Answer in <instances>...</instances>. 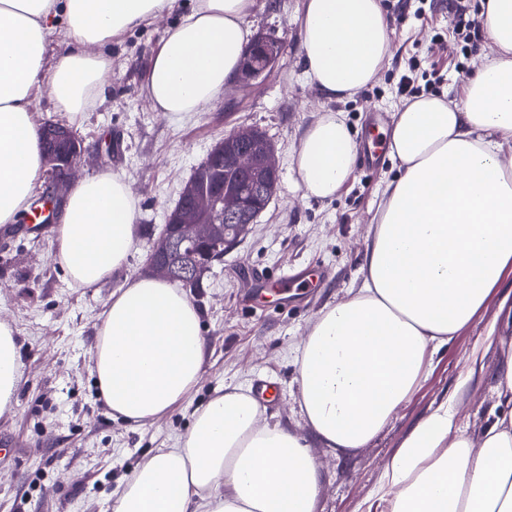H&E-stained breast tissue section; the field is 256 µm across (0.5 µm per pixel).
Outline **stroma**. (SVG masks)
<instances>
[{
	"label": "stroma",
	"instance_id": "stroma-1",
	"mask_svg": "<svg viewBox=\"0 0 512 512\" xmlns=\"http://www.w3.org/2000/svg\"><path fill=\"white\" fill-rule=\"evenodd\" d=\"M392 29V52L373 84L342 102H326L303 75L300 16L304 0H255L252 35L284 43L282 57L251 88L232 87L206 111L152 112L141 92L152 48L177 23L176 12L109 46V94L72 130L85 154L77 177L102 171L124 175L137 200V242L123 275L93 288H77L53 261V234L29 224L0 228V318L12 322L20 346L23 380L13 411L0 416V512H112L111 494L143 456L172 448L195 409L214 388L231 385L254 393L276 387L262 420L310 439L299 405L302 344L315 318L362 282L365 239L385 184L396 169L383 149L370 148V132L389 128L407 100L397 93L402 74L416 72L423 94L446 97L449 87L482 67L486 41L462 53L453 33L451 0H381ZM343 112L359 143L357 164L336 198L305 196L293 156L320 111ZM255 127L274 142L280 180L276 195L235 249L214 263L192 295L208 345L195 393L147 426L113 418L98 397L89 350L97 324L124 275L147 268L151 243L174 208L194 167L225 132ZM309 286L298 295L278 293L288 273ZM512 300V274L480 315L434 354L427 375L383 430L345 455L312 442L323 471L318 512H367L380 495L383 475L409 432L461 380L469 388L455 407V423L478 437L501 413L496 385L504 343L512 326L499 312ZM484 369L469 375L473 351Z\"/></svg>",
	"mask_w": 512,
	"mask_h": 512
}]
</instances>
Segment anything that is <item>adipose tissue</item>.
<instances>
[{"label":"adipose tissue","instance_id":"adipose-tissue-1","mask_svg":"<svg viewBox=\"0 0 512 512\" xmlns=\"http://www.w3.org/2000/svg\"><path fill=\"white\" fill-rule=\"evenodd\" d=\"M178 0H0V225L17 224L42 184L39 94L80 122L107 95L125 34L172 13ZM254 0H195L153 48L143 93L156 112H202L236 75ZM491 55L457 99L421 96L393 116L397 166L366 240L364 280L314 322L302 347L299 408L326 447L367 445L423 379L439 349L480 313L512 272V0H483ZM64 24L68 48L45 60ZM304 77L329 101L373 83L391 54L381 0H304ZM358 144L340 112H325L293 158L306 196L330 200L351 175ZM125 178L99 172L71 190L55 228L54 260L91 287L121 271L136 235ZM207 344L183 289L132 276L99 318L91 374L113 417L145 425L198 386ZM16 331L0 320V415L17 402ZM236 386L213 391L175 447L146 455L114 493L112 512H317L322 472L306 443L260 424ZM391 512H512V412L472 442L440 405L405 438L386 471Z\"/></svg>","mask_w":512,"mask_h":512}]
</instances>
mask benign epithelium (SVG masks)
Returning <instances> with one entry per match:
<instances>
[{"instance_id": "1", "label": "benign epithelium", "mask_w": 512, "mask_h": 512, "mask_svg": "<svg viewBox=\"0 0 512 512\" xmlns=\"http://www.w3.org/2000/svg\"><path fill=\"white\" fill-rule=\"evenodd\" d=\"M283 51L282 41L257 36L246 49L240 83L255 85L274 68ZM41 136L45 166L60 194L70 186L85 149L62 124L44 127ZM210 165L234 173L236 187L225 188L222 178L206 187L194 177L189 179L148 257L149 271L170 281L179 279L190 290L197 288L213 263L222 261L249 231L279 184L275 147L255 128L242 127L225 134L200 162L202 167Z\"/></svg>"}]
</instances>
